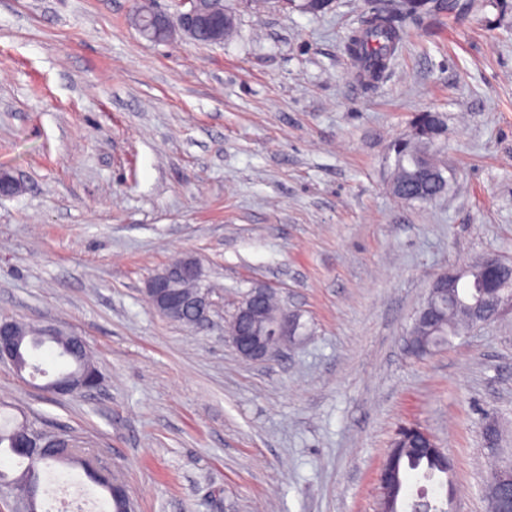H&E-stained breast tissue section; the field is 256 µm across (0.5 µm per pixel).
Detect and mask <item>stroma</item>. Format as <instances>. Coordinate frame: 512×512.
Instances as JSON below:
<instances>
[{
    "label": "stroma",
    "mask_w": 512,
    "mask_h": 512,
    "mask_svg": "<svg viewBox=\"0 0 512 512\" xmlns=\"http://www.w3.org/2000/svg\"><path fill=\"white\" fill-rule=\"evenodd\" d=\"M236 31L142 37L132 0H0V319L82 336L100 386L59 397L0 364V407L77 437L137 512H380L377 473L413 423L454 463L453 512H486L484 426L512 451V313L418 357L433 278L512 259V0L406 19L387 76L354 75L371 0L323 13L224 0ZM448 116L449 188L390 190L391 143ZM196 258L211 321L160 316L148 281ZM307 325L268 360L226 326L251 288ZM44 506L104 492L43 474Z\"/></svg>",
    "instance_id": "stroma-1"
}]
</instances>
